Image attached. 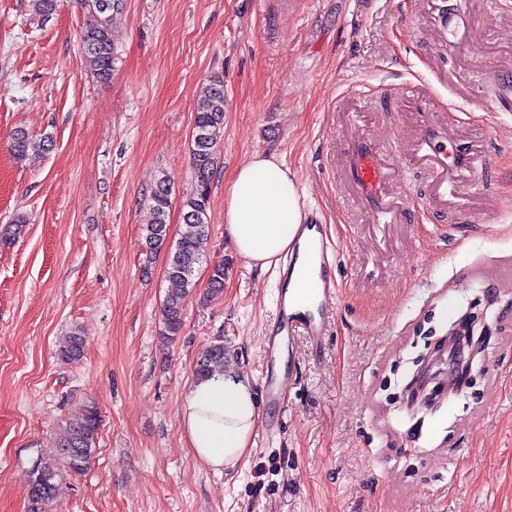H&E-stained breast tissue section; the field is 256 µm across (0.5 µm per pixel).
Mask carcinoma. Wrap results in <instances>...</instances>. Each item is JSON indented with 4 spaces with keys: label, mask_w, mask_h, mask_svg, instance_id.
Segmentation results:
<instances>
[{
    "label": "carcinoma",
    "mask_w": 512,
    "mask_h": 512,
    "mask_svg": "<svg viewBox=\"0 0 512 512\" xmlns=\"http://www.w3.org/2000/svg\"><path fill=\"white\" fill-rule=\"evenodd\" d=\"M84 11L85 21L80 35L82 53L89 64L91 74L98 82L112 77L116 60L112 44V21L119 13L124 0H78ZM201 106L195 114L191 164L195 176L193 191L183 202L184 228L175 251L169 257L166 274L175 288L167 294L161 308L164 335H180L184 325L185 303L196 283L197 266L207 261L209 225L207 209L210 199V183L218 163L217 135L224 127V84L214 78L200 90ZM51 141L31 139L23 131L13 137L12 152L23 160L32 153L46 152ZM152 220L143 229V272L149 273L157 254L162 250L167 230V218L171 204L170 180L162 177L149 196ZM225 263L220 260L210 265L209 276L202 301L224 290ZM83 355V339L76 333L66 336L59 345V356L73 363ZM228 363L224 352V340L213 341L201 354L196 368L199 377L210 374ZM100 413L94 404L85 406L80 416L66 422L62 429L58 448L41 458L30 471L28 479V512H44L58 491L59 481L67 473H79L87 469L95 452V436L100 426Z\"/></svg>",
    "instance_id": "obj_1"
}]
</instances>
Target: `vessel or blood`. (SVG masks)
<instances>
[{
    "instance_id": "b4317fda",
    "label": "vessel or blood",
    "mask_w": 512,
    "mask_h": 512,
    "mask_svg": "<svg viewBox=\"0 0 512 512\" xmlns=\"http://www.w3.org/2000/svg\"><path fill=\"white\" fill-rule=\"evenodd\" d=\"M439 29L448 47L461 48L469 42L465 22L443 14ZM400 101L413 109L416 124V133L404 151L383 154L371 139L354 134L338 169V195L351 197L377 224H399L404 219L405 205L390 191L404 162L415 163L428 172V201L440 209L454 207L462 187L479 185L483 171L481 152L458 136L460 120L456 113L437 111L436 99L426 93H405ZM295 250L303 254L308 273L297 280L288 272L281 277L262 347L267 366L263 406L269 415L284 407L286 387L294 378L293 373L277 370L278 361L284 353L294 352L301 342L320 348L337 315L338 246L312 210H305L298 226Z\"/></svg>"
}]
</instances>
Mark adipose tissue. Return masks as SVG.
<instances>
[{"mask_svg": "<svg viewBox=\"0 0 512 512\" xmlns=\"http://www.w3.org/2000/svg\"><path fill=\"white\" fill-rule=\"evenodd\" d=\"M302 219L297 186L283 160L258 155L234 173L224 197V223L249 266L265 271L291 253ZM258 418L247 377L229 369L193 380L181 412L188 447L216 471L245 456Z\"/></svg>", "mask_w": 512, "mask_h": 512, "instance_id": "obj_1", "label": "adipose tissue"}]
</instances>
